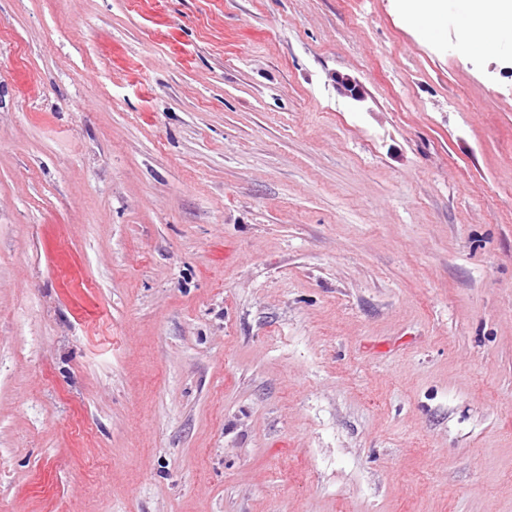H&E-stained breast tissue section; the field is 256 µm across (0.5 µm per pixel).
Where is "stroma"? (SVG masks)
Here are the masks:
<instances>
[{
    "label": "stroma",
    "mask_w": 512,
    "mask_h": 512,
    "mask_svg": "<svg viewBox=\"0 0 512 512\" xmlns=\"http://www.w3.org/2000/svg\"><path fill=\"white\" fill-rule=\"evenodd\" d=\"M0 512H512V48L0 0Z\"/></svg>",
    "instance_id": "obj_1"
}]
</instances>
